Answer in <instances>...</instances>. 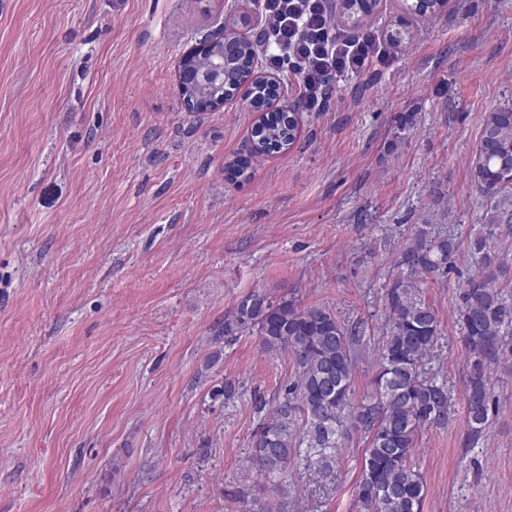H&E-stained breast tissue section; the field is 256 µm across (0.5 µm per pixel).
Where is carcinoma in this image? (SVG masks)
I'll list each match as a JSON object with an SVG mask.
<instances>
[{
	"instance_id": "cac0c4a2",
	"label": "carcinoma",
	"mask_w": 512,
	"mask_h": 512,
	"mask_svg": "<svg viewBox=\"0 0 512 512\" xmlns=\"http://www.w3.org/2000/svg\"><path fill=\"white\" fill-rule=\"evenodd\" d=\"M296 130L271 120L259 135L266 144L281 145L295 140ZM471 179L487 196L512 186V107L485 115ZM498 229L492 216L476 233L478 273L462 284L457 307L468 354L464 400L472 440L486 430L493 367L512 358V304L499 288L512 280V266L499 251ZM453 252L452 240L433 235L428 224L414 225L397 260L399 274L385 294L387 331L371 391L357 404L352 399L358 337L330 307L303 306L293 295L275 302L253 291L224 317L222 335L254 332L264 352L286 353L295 370L291 382L260 404L248 444L250 469L272 490L285 494L283 479L290 470L333 473L336 450L354 429L366 443L354 488L359 512H423L426 489L415 449L423 430L448 425L451 397L448 385L425 369L441 325L413 290L421 275L445 270Z\"/></svg>"
}]
</instances>
